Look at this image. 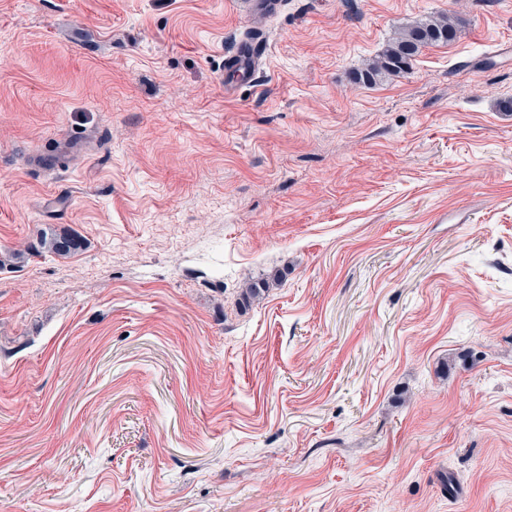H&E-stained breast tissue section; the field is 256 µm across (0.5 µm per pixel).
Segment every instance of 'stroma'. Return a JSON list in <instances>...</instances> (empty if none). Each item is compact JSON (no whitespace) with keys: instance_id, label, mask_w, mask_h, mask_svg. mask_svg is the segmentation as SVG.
<instances>
[{"instance_id":"obj_1","label":"stroma","mask_w":512,"mask_h":512,"mask_svg":"<svg viewBox=\"0 0 512 512\" xmlns=\"http://www.w3.org/2000/svg\"><path fill=\"white\" fill-rule=\"evenodd\" d=\"M248 27L0 0V512H512V0H284L228 99ZM456 35L454 17L440 15L418 22L392 38L382 53L361 73L362 79L372 81L385 74L409 70L421 47L448 44ZM263 45L258 37L245 35L238 43L230 55L224 57V74L232 77L231 80H224V96L233 97L239 87L240 82L253 80V75L257 74L264 64Z\"/></svg>"}]
</instances>
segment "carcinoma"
Masks as SVG:
<instances>
[{"instance_id": "1", "label": "carcinoma", "mask_w": 512, "mask_h": 512, "mask_svg": "<svg viewBox=\"0 0 512 512\" xmlns=\"http://www.w3.org/2000/svg\"><path fill=\"white\" fill-rule=\"evenodd\" d=\"M456 35V24L451 16L440 15L418 22L392 38L382 53L361 73L362 79L372 81L385 74L406 71L420 48L447 44ZM42 247L51 254L65 256L78 250L80 242L73 237H54L44 241Z\"/></svg>"}]
</instances>
